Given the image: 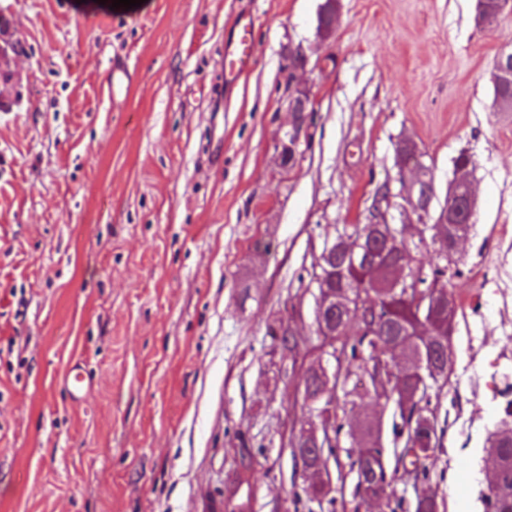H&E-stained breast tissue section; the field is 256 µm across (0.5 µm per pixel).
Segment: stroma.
Listing matches in <instances>:
<instances>
[{
	"instance_id": "obj_1",
	"label": "stroma",
	"mask_w": 512,
	"mask_h": 512,
	"mask_svg": "<svg viewBox=\"0 0 512 512\" xmlns=\"http://www.w3.org/2000/svg\"><path fill=\"white\" fill-rule=\"evenodd\" d=\"M323 2L0 0L24 47L0 108V512H216L231 492L294 512L304 478L283 439L321 345L318 289L298 278L378 184L399 189L405 139L440 200L471 158L427 490L438 512H483V444L512 385V112L491 80L512 6L487 30L476 0H336L324 38ZM243 15L257 54L229 75ZM116 58L135 74L119 98ZM78 360L93 387L76 406Z\"/></svg>"
}]
</instances>
